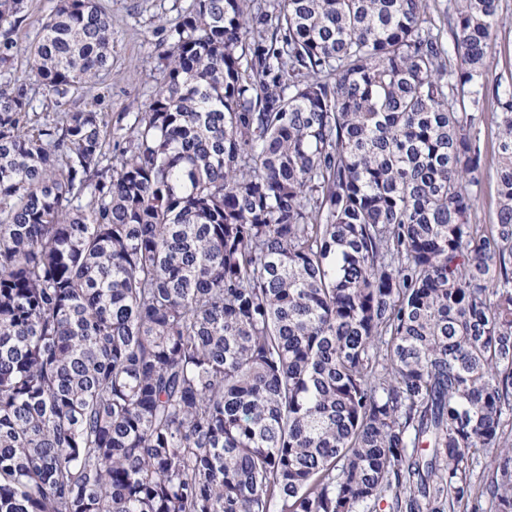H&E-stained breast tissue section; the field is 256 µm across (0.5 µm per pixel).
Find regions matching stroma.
Wrapping results in <instances>:
<instances>
[{"label": "stroma", "mask_w": 512, "mask_h": 512, "mask_svg": "<svg viewBox=\"0 0 512 512\" xmlns=\"http://www.w3.org/2000/svg\"><path fill=\"white\" fill-rule=\"evenodd\" d=\"M98 4L112 22V65L62 105L24 73L26 52L37 43L42 24L53 13L57 0H27L25 20L13 34L19 54L12 66L0 67V85L25 80L34 124L61 122L68 109L97 112L109 134L129 123L134 113L144 111L163 82V53L170 46L171 29L191 10L193 0H98ZM479 130L485 164L473 221L492 224L497 212V128L487 118L480 122Z\"/></svg>", "instance_id": "1"}]
</instances>
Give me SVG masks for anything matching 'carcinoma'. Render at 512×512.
I'll return each mask as SVG.
<instances>
[{
  "instance_id": "obj_1",
  "label": "carcinoma",
  "mask_w": 512,
  "mask_h": 512,
  "mask_svg": "<svg viewBox=\"0 0 512 512\" xmlns=\"http://www.w3.org/2000/svg\"><path fill=\"white\" fill-rule=\"evenodd\" d=\"M455 2L448 40L429 0H194L110 170L97 113L0 86V512H512V84ZM111 64L96 0L26 56L60 99ZM496 103L492 98L487 102L485 119L479 123L481 149L485 165L480 174L479 202L473 216L475 224H495L497 222V128L491 121Z\"/></svg>"
}]
</instances>
